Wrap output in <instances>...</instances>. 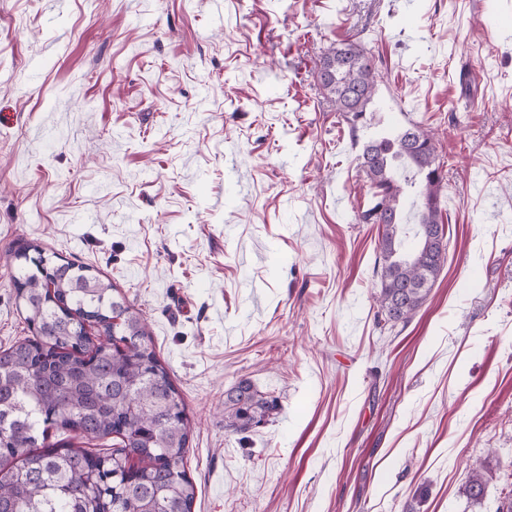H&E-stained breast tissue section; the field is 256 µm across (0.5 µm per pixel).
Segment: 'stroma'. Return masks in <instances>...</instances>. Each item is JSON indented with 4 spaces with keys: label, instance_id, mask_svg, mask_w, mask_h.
Listing matches in <instances>:
<instances>
[{
    "label": "stroma",
    "instance_id": "stroma-1",
    "mask_svg": "<svg viewBox=\"0 0 512 512\" xmlns=\"http://www.w3.org/2000/svg\"><path fill=\"white\" fill-rule=\"evenodd\" d=\"M344 39L380 74L354 132L314 79ZM411 120L447 161L448 252L383 333L358 155ZM27 240L143 313L191 424L192 512H496L512 0H0V256ZM28 333L0 263V347ZM243 378L280 409L228 433ZM469 470V479L464 494L468 503L474 506L481 504L486 493L487 480L485 479L484 465L481 463L471 464Z\"/></svg>",
    "mask_w": 512,
    "mask_h": 512
}]
</instances>
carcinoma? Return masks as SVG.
<instances>
[{
  "label": "carcinoma",
  "instance_id": "cac0c4a2",
  "mask_svg": "<svg viewBox=\"0 0 512 512\" xmlns=\"http://www.w3.org/2000/svg\"><path fill=\"white\" fill-rule=\"evenodd\" d=\"M377 78L373 56L350 40L331 43L317 66L319 92L353 132ZM358 160L370 183L361 218L384 227L377 325L391 329L426 302L446 258L445 162L434 133L414 121L367 141ZM408 198L412 246L402 238ZM6 263L32 336L0 350V512H192L190 421L141 313L110 280L37 243L18 244ZM277 407L242 379L224 399V429L248 432ZM54 431L64 438L50 441ZM75 436L110 439L111 448L89 450ZM469 470L464 494L474 506L487 480L484 465Z\"/></svg>",
  "mask_w": 512,
  "mask_h": 512
}]
</instances>
